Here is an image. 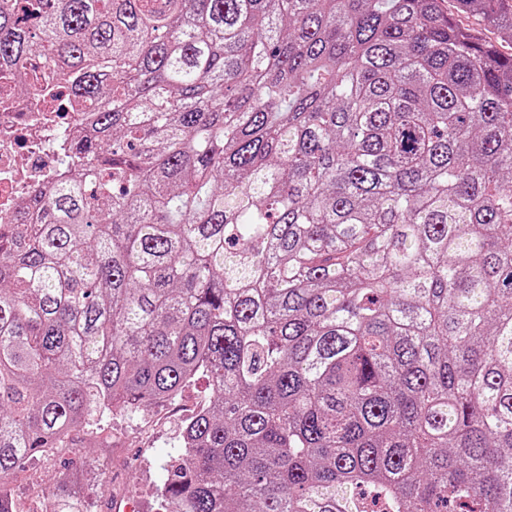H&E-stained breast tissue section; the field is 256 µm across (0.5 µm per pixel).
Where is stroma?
I'll list each match as a JSON object with an SVG mask.
<instances>
[{
    "mask_svg": "<svg viewBox=\"0 0 512 512\" xmlns=\"http://www.w3.org/2000/svg\"><path fill=\"white\" fill-rule=\"evenodd\" d=\"M210 396L208 378L200 374L174 401L135 416L104 418V435L74 432L69 447L8 476L19 512H47L65 473L79 474L87 512H115V504L128 499L135 504L134 512H158L155 489L162 466L180 450L183 421Z\"/></svg>",
    "mask_w": 512,
    "mask_h": 512,
    "instance_id": "35a3bbf8",
    "label": "stroma"
}]
</instances>
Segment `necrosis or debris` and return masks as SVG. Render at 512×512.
Segmentation results:
<instances>
[{
    "mask_svg": "<svg viewBox=\"0 0 512 512\" xmlns=\"http://www.w3.org/2000/svg\"><path fill=\"white\" fill-rule=\"evenodd\" d=\"M62 97L58 108L38 112L25 96L0 98V217L23 212L27 200L50 181L63 159L60 134H77L80 113Z\"/></svg>",
    "mask_w": 512,
    "mask_h": 512,
    "instance_id": "obj_1",
    "label": "necrosis or debris"
}]
</instances>
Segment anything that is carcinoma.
Masks as SVG:
<instances>
[{"label": "carcinoma", "instance_id": "carcinoma-1", "mask_svg": "<svg viewBox=\"0 0 512 512\" xmlns=\"http://www.w3.org/2000/svg\"><path fill=\"white\" fill-rule=\"evenodd\" d=\"M441 2L0 0L88 112L0 230V512L200 372L159 512H512V54Z\"/></svg>", "mask_w": 512, "mask_h": 512}]
</instances>
